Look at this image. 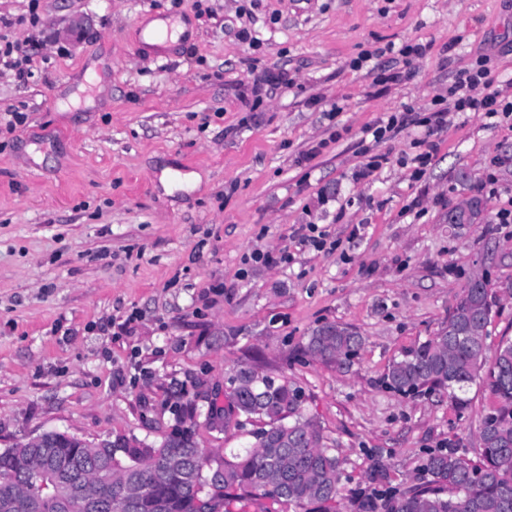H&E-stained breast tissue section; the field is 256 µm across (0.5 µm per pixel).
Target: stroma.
<instances>
[{
	"label": "stroma",
	"mask_w": 512,
	"mask_h": 512,
	"mask_svg": "<svg viewBox=\"0 0 512 512\" xmlns=\"http://www.w3.org/2000/svg\"><path fill=\"white\" fill-rule=\"evenodd\" d=\"M249 1L40 0L50 41L31 76L0 71V449L47 431L152 444L190 426L201 447L246 448L252 424L204 420L249 364L302 391L344 462L336 512H357L372 490L416 484L428 450L479 460L496 404L479 385L462 413L397 393L392 359L434 336L476 276L496 311L490 344L512 337V223L496 218L512 201V118L451 114L418 182L424 130L409 126L378 145L388 161L366 186L352 179L362 129L430 107L481 53L511 83L512 0H257L239 14ZM156 19L186 31L148 46ZM244 26L257 44L238 39ZM407 43L429 50L407 63ZM383 68L406 77L374 84ZM281 71L293 86L255 101ZM15 111L27 120L10 133ZM474 197V223L449 224ZM309 222L335 250L302 242ZM255 250L290 260L244 265ZM324 322L363 336L349 368L303 353Z\"/></svg>",
	"instance_id": "stroma-1"
}]
</instances>
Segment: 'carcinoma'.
<instances>
[{
  "mask_svg": "<svg viewBox=\"0 0 512 512\" xmlns=\"http://www.w3.org/2000/svg\"><path fill=\"white\" fill-rule=\"evenodd\" d=\"M478 198L448 215L459 227L473 223L481 212ZM489 283H470L456 298L448 320L435 336L404 351L388 365L384 380L404 395L447 393L463 411L468 390L487 387L496 398L492 412L482 418L479 437L482 460L472 462L455 451L432 452L422 470L429 480L389 494L382 503L360 501L359 512H512V339L488 344L492 318ZM364 337L336 322L321 324L306 336L305 350L326 365L343 368L352 362ZM230 405L215 406L207 424L216 427L219 415L234 412L262 426L252 432L249 448L222 456L200 447L191 428L177 430L157 444L127 438L130 448L98 443L68 442L36 451L20 444L0 450V503L17 505L40 500L39 512H56L45 498L42 458L52 457L65 472L80 467L88 494L101 500L97 512H128L127 501H138L134 512H196L197 497L214 488L219 512H238V504L257 496L277 505H294L303 512H331L336 503L343 462L326 445L320 425L305 415L300 390L288 379L241 366L230 378ZM221 467V482L212 484V464Z\"/></svg>",
  "mask_w": 512,
  "mask_h": 512,
  "instance_id": "carcinoma-1",
  "label": "carcinoma"
}]
</instances>
